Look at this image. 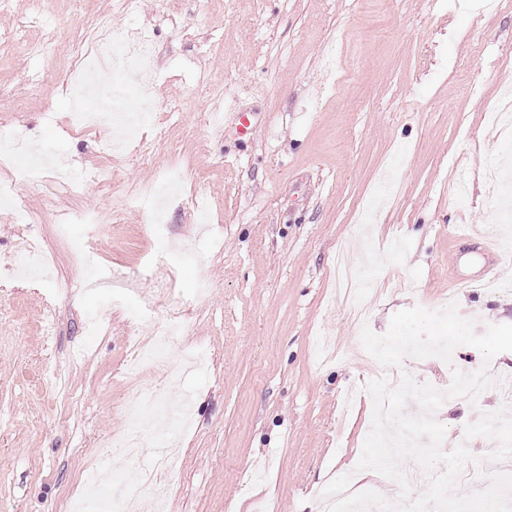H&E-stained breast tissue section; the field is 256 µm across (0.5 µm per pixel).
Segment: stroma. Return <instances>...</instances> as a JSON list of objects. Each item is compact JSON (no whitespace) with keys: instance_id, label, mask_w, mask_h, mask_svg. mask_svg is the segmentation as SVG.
I'll return each mask as SVG.
<instances>
[{"instance_id":"obj_1","label":"stroma","mask_w":512,"mask_h":512,"mask_svg":"<svg viewBox=\"0 0 512 512\" xmlns=\"http://www.w3.org/2000/svg\"><path fill=\"white\" fill-rule=\"evenodd\" d=\"M98 18L154 42L155 72L120 79L126 111L151 82L160 104L179 106L164 131L144 128L112 154L99 133L66 123L68 71ZM508 52L512 0H138L132 12L122 0H0V126L15 128L28 158L54 152L72 173L118 178L112 191L76 194L46 169L34 193L0 162V181L31 215L22 236L0 205V256L29 248L50 272L0 289V512H59L102 457L116 483L150 464L102 443L125 433L128 404L155 388L124 368L131 338L151 328L132 318L136 296L71 295L67 283L87 277L76 241L138 288H151L167 254L175 287L199 298L170 352L174 365L190 350L208 357L166 390L192 401L161 479L171 512H313L347 473L354 491L397 499L394 481L356 469L373 379L360 333H385L394 313L447 296L476 331L512 323V291L466 283L486 258L461 237L471 224L496 236L512 288V223L500 219L512 132L488 124L512 87ZM172 166L183 201L162 241L132 195ZM76 212L84 222L62 234ZM484 364L512 375V352L487 364L462 345L451 362L408 358L401 369L440 389L453 370ZM503 406L496 386L477 404L447 400L435 414L444 450Z\"/></svg>"}]
</instances>
